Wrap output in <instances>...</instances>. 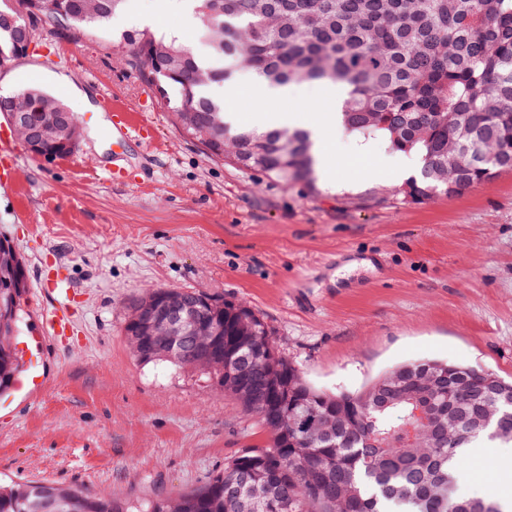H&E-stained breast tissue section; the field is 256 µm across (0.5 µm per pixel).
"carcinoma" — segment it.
Instances as JSON below:
<instances>
[{
  "label": "carcinoma",
  "instance_id": "carcinoma-1",
  "mask_svg": "<svg viewBox=\"0 0 512 512\" xmlns=\"http://www.w3.org/2000/svg\"><path fill=\"white\" fill-rule=\"evenodd\" d=\"M125 0H0V16L27 17L49 4L62 33L78 37L107 25ZM198 35L212 49L197 56L174 33L134 30L124 47L156 77L175 124L181 113L211 128L207 153L262 148L250 171L315 188V157L303 129L234 128L224 102L208 89L231 68L254 71L270 86L340 85L345 128L413 153L417 175L390 189L403 204L445 190L462 193L512 164V0H192ZM21 33L0 20V56ZM35 117L78 115L38 87L17 91ZM72 142L45 143L41 155L62 158ZM207 320L224 321L214 357L247 368L238 377L207 370L270 433L265 448H247L201 487L148 502L88 498L32 482L0 485V512H505L502 504L457 490L467 449L478 442L512 444V381L475 366L438 359L401 364L359 393L311 386L277 347L255 358L236 338L269 328L249 306L197 292ZM21 360L0 357V393Z\"/></svg>",
  "mask_w": 512,
  "mask_h": 512
}]
</instances>
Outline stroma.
<instances>
[{
    "mask_svg": "<svg viewBox=\"0 0 512 512\" xmlns=\"http://www.w3.org/2000/svg\"><path fill=\"white\" fill-rule=\"evenodd\" d=\"M146 14L208 53L180 8L126 0L76 39L36 28L37 53L0 73V92L34 85L99 115L66 158L47 162L16 139L0 158L14 182L0 189V237L28 284L18 349L43 374L39 391L11 393L0 410V478L148 501L268 445L261 422L200 372L134 357L128 308L153 287L245 303L321 391L356 393L424 358L512 379V171L458 196L359 206L399 180L351 156L348 132L331 135L336 175L315 192L211 159L118 41ZM127 112L142 134L119 155L108 123ZM60 279L71 315L55 335L43 310ZM502 455L511 444L469 451L461 491L512 498Z\"/></svg>",
    "mask_w": 512,
    "mask_h": 512,
    "instance_id": "35a3bbf8",
    "label": "stroma"
}]
</instances>
